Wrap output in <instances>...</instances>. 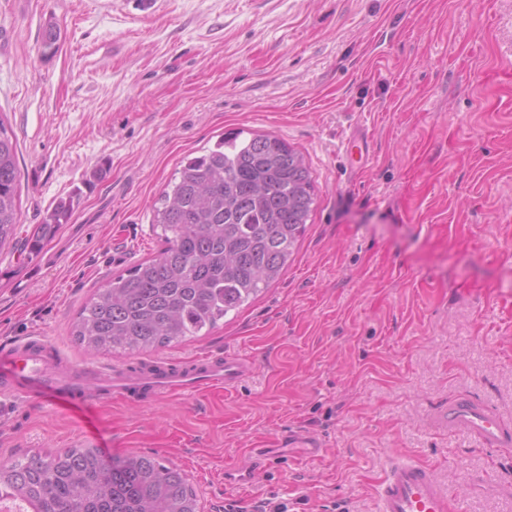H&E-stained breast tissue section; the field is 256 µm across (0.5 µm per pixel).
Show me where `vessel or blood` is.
Segmentation results:
<instances>
[{"label": "vessel or blood", "instance_id": "1", "mask_svg": "<svg viewBox=\"0 0 512 512\" xmlns=\"http://www.w3.org/2000/svg\"><path fill=\"white\" fill-rule=\"evenodd\" d=\"M349 163L370 156V137L354 131L345 141ZM59 350L43 337L28 336L0 347V402L37 399L88 404L110 398L130 403L164 397H188L217 388L231 389L250 370L242 358L204 353L173 363L163 359L144 361L138 370L129 367H64ZM448 431L462 432L488 448L512 447V428L491 408L468 398L449 403L440 415ZM289 447L303 449L306 457H320L322 439L303 430L289 431ZM378 512H456V506L433 472L413 460L391 463L378 489Z\"/></svg>", "mask_w": 512, "mask_h": 512}]
</instances>
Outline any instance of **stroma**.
Wrapping results in <instances>:
<instances>
[{
	"mask_svg": "<svg viewBox=\"0 0 512 512\" xmlns=\"http://www.w3.org/2000/svg\"><path fill=\"white\" fill-rule=\"evenodd\" d=\"M61 33L44 52L47 25ZM0 113L17 141L21 233L0 248V344L39 335L77 364H124L70 334L113 273L157 254L152 205L184 159L237 131L277 136L312 174L281 278L209 335L238 386L63 414L0 411V463L83 443L183 469L203 512H377L388 465H429L462 512H512V453L445 430L469 396L512 423V0H0ZM374 150L350 168L347 135ZM318 434L321 457L255 442ZM250 469L231 485L229 472ZM74 196L60 199L44 218L43 224H38L31 238V249L37 250L44 242L50 241L60 228L67 224L74 209Z\"/></svg>",
	"mask_w": 512,
	"mask_h": 512,
	"instance_id": "35a3bbf8",
	"label": "stroma"
}]
</instances>
